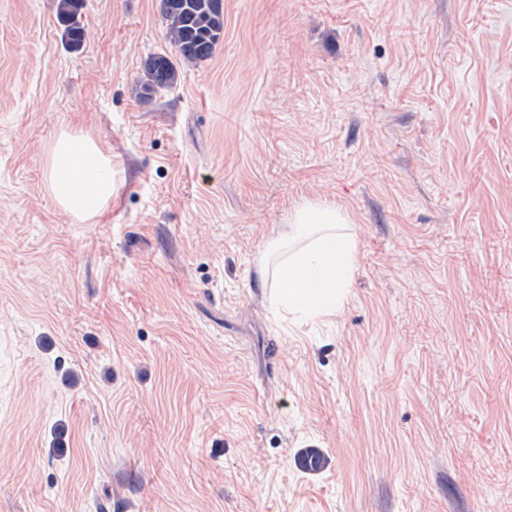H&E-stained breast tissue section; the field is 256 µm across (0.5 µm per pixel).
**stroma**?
Wrapping results in <instances>:
<instances>
[{
	"label": "stroma",
	"instance_id": "obj_1",
	"mask_svg": "<svg viewBox=\"0 0 512 512\" xmlns=\"http://www.w3.org/2000/svg\"><path fill=\"white\" fill-rule=\"evenodd\" d=\"M82 22L0 0V512H512V0H224L146 102L156 0ZM74 128L118 184L93 224L45 189ZM306 201L359 255L283 320L260 269ZM56 15L62 27V37L71 50H78L86 39V30L82 23L84 0H56ZM180 68L167 55L159 53L150 56L144 64L143 77L137 82L135 92L143 101H149L161 89L177 83Z\"/></svg>",
	"mask_w": 512,
	"mask_h": 512
}]
</instances>
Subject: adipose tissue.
<instances>
[{
    "label": "adipose tissue",
    "mask_w": 512,
    "mask_h": 512,
    "mask_svg": "<svg viewBox=\"0 0 512 512\" xmlns=\"http://www.w3.org/2000/svg\"><path fill=\"white\" fill-rule=\"evenodd\" d=\"M46 190L56 206L76 223L92 224L106 211L116 191L112 156L89 134L64 130L45 150ZM340 210L306 202L288 218L292 229L311 225L306 247L283 252L278 279V303L284 312L306 318H326L346 297L348 278L358 256V241L342 231Z\"/></svg>",
    "instance_id": "obj_1"
}]
</instances>
